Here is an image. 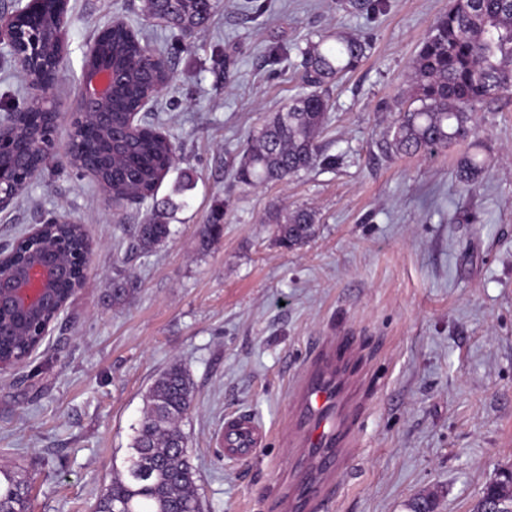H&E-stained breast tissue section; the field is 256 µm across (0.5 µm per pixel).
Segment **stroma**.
<instances>
[{"instance_id":"35a3bbf8","label":"stroma","mask_w":512,"mask_h":512,"mask_svg":"<svg viewBox=\"0 0 512 512\" xmlns=\"http://www.w3.org/2000/svg\"><path fill=\"white\" fill-rule=\"evenodd\" d=\"M452 0H223L183 37L148 20L143 0H70L67 54L53 86L79 102L83 59L113 20L153 30L172 82L142 113L177 147L153 199L112 207L70 166L59 119L43 171L0 209V247L56 213L94 242L82 288L23 364L0 373V469L26 476L28 512H92L121 468L152 380L182 364L195 399L181 428L201 512H284L295 476L282 427L292 378L324 341L358 342L363 401L357 455L346 457L333 512H473L486 483L512 468V96L474 116V143L402 156L389 147L407 107L410 66ZM343 32L367 46L329 87L318 145L335 167L245 190L235 166L256 131L303 93L301 48ZM31 79L0 57V121L28 100ZM490 164L471 187L458 159ZM194 176L177 195L180 171ZM305 206L315 234L274 240L272 215ZM224 210V234L201 248ZM169 212L171 235L145 252L136 227ZM131 296L112 300L113 280ZM251 415L267 432L255 460L224 458V419Z\"/></svg>"}]
</instances>
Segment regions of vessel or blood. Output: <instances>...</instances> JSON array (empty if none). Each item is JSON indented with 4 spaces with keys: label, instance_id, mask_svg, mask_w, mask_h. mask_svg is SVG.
Returning <instances> with one entry per match:
<instances>
[{
    "label": "vessel or blood",
    "instance_id": "b4317fda",
    "mask_svg": "<svg viewBox=\"0 0 512 512\" xmlns=\"http://www.w3.org/2000/svg\"><path fill=\"white\" fill-rule=\"evenodd\" d=\"M358 354L354 337L321 345L296 380L288 429L298 434L291 454L301 464L297 485L288 494L290 512H330L341 461L355 443L349 397L354 385L351 363ZM263 430L239 414L224 420V456L247 460L257 453Z\"/></svg>",
    "mask_w": 512,
    "mask_h": 512
}]
</instances>
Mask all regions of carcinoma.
<instances>
[{
    "mask_svg": "<svg viewBox=\"0 0 512 512\" xmlns=\"http://www.w3.org/2000/svg\"><path fill=\"white\" fill-rule=\"evenodd\" d=\"M218 0H145L146 18L165 22L182 31L204 26L215 13ZM64 0H43L42 9L24 27L40 33L42 52L30 67L49 82L58 78L64 49L56 36L55 20ZM96 51L85 57L83 69L111 67L125 73L112 92V128H124L131 112L165 74L148 76L137 68L144 37L124 23L97 34ZM365 44L343 33L311 41L302 51L305 83L310 91L292 99L267 120L244 151L234 173L244 189L286 181L318 166L336 165V157L320 152L317 138L328 118L329 100L318 88L354 71L365 56ZM410 106L400 113L391 147L401 155H417L463 142L473 134V114L486 103L512 94V0H453L448 12L432 25L412 64ZM48 117L40 108L26 106L12 113L0 137L35 143L43 135ZM82 152L93 154L100 176L112 182L118 194L135 193L154 198L173 170L176 147L170 138L145 123L128 139L107 143L99 131L92 138L77 134ZM487 159L479 152L463 155L456 166L458 181L468 186L485 171ZM275 238L282 247L303 245L314 233L315 213L307 208L289 210L275 218ZM170 224L155 213L138 225L139 245L151 251L170 236ZM65 240L75 251L85 248V233L75 223L43 227L40 242L52 246ZM42 323L19 336H0V356L6 360L31 353L43 336ZM195 398L188 371L173 363L159 373L144 396L139 419L122 469L100 496L95 512H199L195 469L180 423ZM28 480L15 471L0 469V512H27ZM512 512V482L507 472L489 483L475 512Z\"/></svg>",
    "mask_w": 512,
    "mask_h": 512,
    "instance_id": "obj_1",
    "label": "carcinoma"
}]
</instances>
